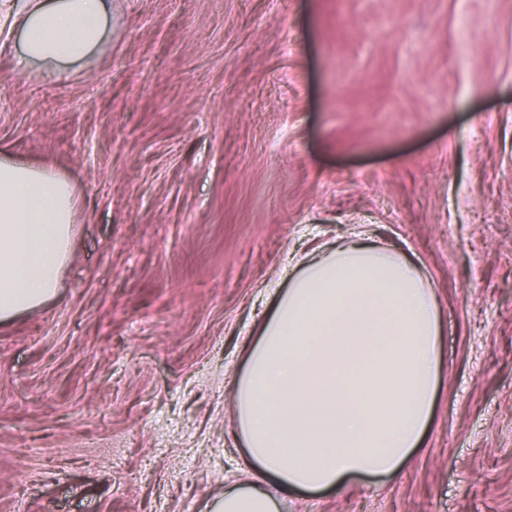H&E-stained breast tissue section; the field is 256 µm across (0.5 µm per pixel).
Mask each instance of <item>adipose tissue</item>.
<instances>
[{"mask_svg": "<svg viewBox=\"0 0 512 512\" xmlns=\"http://www.w3.org/2000/svg\"><path fill=\"white\" fill-rule=\"evenodd\" d=\"M111 0H0L20 61L59 70L102 43ZM63 175L0 155V321L49 301L73 241ZM235 384L236 436L252 468L210 512H281L282 496L393 475L433 417L441 322L430 282L359 237L297 262Z\"/></svg>", "mask_w": 512, "mask_h": 512, "instance_id": "obj_1", "label": "adipose tissue"}]
</instances>
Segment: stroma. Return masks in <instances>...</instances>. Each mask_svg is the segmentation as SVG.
Returning a JSON list of instances; mask_svg holds the SVG:
<instances>
[{
    "label": "stroma",
    "mask_w": 512,
    "mask_h": 512,
    "mask_svg": "<svg viewBox=\"0 0 512 512\" xmlns=\"http://www.w3.org/2000/svg\"><path fill=\"white\" fill-rule=\"evenodd\" d=\"M0 33V151L66 174L56 297L0 326V512H206L244 344L363 232L429 278L443 370L396 477L282 512H512V0H112L81 68Z\"/></svg>",
    "instance_id": "obj_1"
}]
</instances>
